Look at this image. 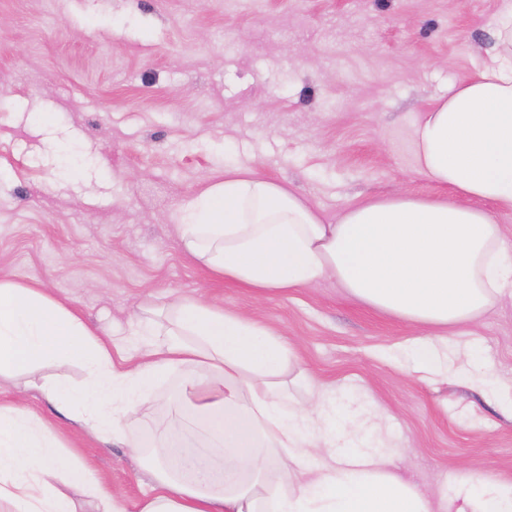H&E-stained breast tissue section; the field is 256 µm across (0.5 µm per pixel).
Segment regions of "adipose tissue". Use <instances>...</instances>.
Masks as SVG:
<instances>
[{
  "label": "adipose tissue",
  "mask_w": 512,
  "mask_h": 512,
  "mask_svg": "<svg viewBox=\"0 0 512 512\" xmlns=\"http://www.w3.org/2000/svg\"><path fill=\"white\" fill-rule=\"evenodd\" d=\"M496 42L472 76L449 87L413 130L415 172L444 197L368 198L330 220L287 184L248 168L225 169L178 208L183 251L213 276L258 298L324 280L375 308L440 332L408 348L422 377L472 381L468 352L442 328L476 322L512 287V0H497ZM163 321L144 319L148 348L132 367L112 360L117 342L35 285L0 279V378L33 365L81 362L80 383L26 380L58 417L128 448H162L150 492L127 508L89 467L63 459L47 420L0 402V504L9 512H82L79 488L101 512H452L397 472L392 457L337 433L333 403L314 389L293 403L294 348L240 311L174 297ZM192 371L185 405L147 437L129 414L150 409L167 372ZM61 475L64 488L51 476ZM453 512H512V482L471 474Z\"/></svg>",
  "instance_id": "1"
}]
</instances>
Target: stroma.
Instances as JSON below:
<instances>
[{
    "mask_svg": "<svg viewBox=\"0 0 512 512\" xmlns=\"http://www.w3.org/2000/svg\"><path fill=\"white\" fill-rule=\"evenodd\" d=\"M496 0H0V278L36 284L87 323L126 335L143 307L199 296L297 350L301 405L325 386L363 437L455 512L460 472L512 482V416L477 385L420 380L399 348L430 330L324 282L255 298L182 251L174 214L247 166L334 218L364 199L438 194L414 171L413 127L493 43ZM512 385V288L450 328ZM184 376L155 388L132 431L169 419ZM23 399L128 503L149 477L127 449Z\"/></svg>",
    "mask_w": 512,
    "mask_h": 512,
    "instance_id": "1",
    "label": "stroma"
}]
</instances>
